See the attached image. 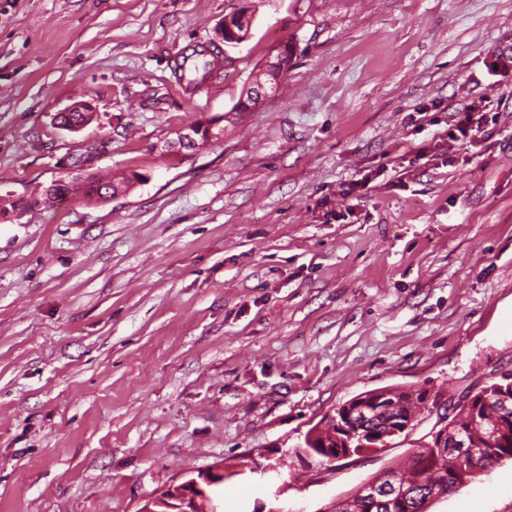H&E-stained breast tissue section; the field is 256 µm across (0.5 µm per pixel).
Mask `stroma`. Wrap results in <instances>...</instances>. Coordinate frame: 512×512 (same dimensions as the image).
I'll return each mask as SVG.
<instances>
[{"label": "stroma", "mask_w": 512, "mask_h": 512, "mask_svg": "<svg viewBox=\"0 0 512 512\" xmlns=\"http://www.w3.org/2000/svg\"><path fill=\"white\" fill-rule=\"evenodd\" d=\"M256 2L191 97L175 64L239 0H0V198L93 144L102 172L152 175L0 218V512H139L218 463L221 512H319L433 425L315 476L294 452L325 415L512 370V0ZM286 37L285 78L236 111ZM80 101L92 121L59 127ZM207 119L222 138L161 156ZM430 512H512V459ZM484 116L483 109L481 111L475 107H467L456 112L453 124H450L448 129V138L455 142H466L475 133L480 132L485 122Z\"/></svg>", "instance_id": "1"}]
</instances>
